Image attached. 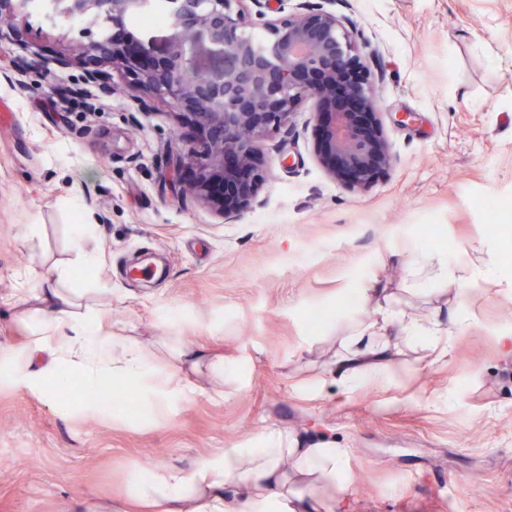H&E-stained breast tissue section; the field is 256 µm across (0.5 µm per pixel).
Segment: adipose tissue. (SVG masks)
Here are the masks:
<instances>
[{"mask_svg":"<svg viewBox=\"0 0 512 512\" xmlns=\"http://www.w3.org/2000/svg\"><path fill=\"white\" fill-rule=\"evenodd\" d=\"M45 307L37 315L43 332L54 337L48 358L37 361L36 348L11 356L14 370L35 383L67 365L82 377L88 396H95L108 379L138 381L154 377L143 347L130 337L97 335L92 313H76L69 294L59 287L47 289ZM399 330L426 336L434 343L448 339L447 329L406 323L393 307L377 309L371 319L359 323L347 354L337 369L341 384L355 390L385 375L389 366L386 336ZM259 448H229L220 461L200 462L193 476L175 469L141 481L128 512H262L276 503L281 512H319L316 503L290 498L281 468L291 461L301 474L314 475L321 484L335 483L342 469L343 451L318 445L300 447L297 439L277 428H266Z\"/></svg>","mask_w":512,"mask_h":512,"instance_id":"1","label":"adipose tissue"}]
</instances>
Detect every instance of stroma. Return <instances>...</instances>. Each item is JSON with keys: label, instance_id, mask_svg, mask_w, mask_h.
I'll list each match as a JSON object with an SVG mask.
<instances>
[{"label": "stroma", "instance_id": "35a3bbf8", "mask_svg": "<svg viewBox=\"0 0 512 512\" xmlns=\"http://www.w3.org/2000/svg\"><path fill=\"white\" fill-rule=\"evenodd\" d=\"M329 8L383 73L398 161L364 191L332 180L304 101L291 134L265 143L255 208L229 222L170 188L188 114L108 65L110 93L87 84L64 21L20 15L0 40V362L40 335L29 315L67 267L100 334L132 337L192 388L161 398L118 381V413L84 405L73 374L43 391L0 378V512H106L152 474L260 447L269 426L343 449L336 484L295 485L321 512H512V356L499 344L512 334V0ZM401 112L413 120L397 124ZM81 222L97 227L85 249L99 264L73 248ZM418 246L459 266L466 296ZM371 279L379 294L358 303ZM390 302L446 323L448 355L393 338L388 377L348 392L332 365L349 327Z\"/></svg>", "mask_w": 512, "mask_h": 512}]
</instances>
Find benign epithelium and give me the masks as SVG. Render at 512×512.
Listing matches in <instances>:
<instances>
[{
	"instance_id": "1",
	"label": "benign epithelium",
	"mask_w": 512,
	"mask_h": 512,
	"mask_svg": "<svg viewBox=\"0 0 512 512\" xmlns=\"http://www.w3.org/2000/svg\"><path fill=\"white\" fill-rule=\"evenodd\" d=\"M323 2L299 0L295 11L271 18L265 0H169L160 56L146 33L114 37L151 0H0V32L32 5L78 32L77 59L110 64L188 113L201 141L177 155L172 181L182 200L216 205L231 219L254 207L263 146L290 128L304 99L313 101L318 161L330 178L362 191L397 162L379 117L382 74L364 63L356 26Z\"/></svg>"
}]
</instances>
